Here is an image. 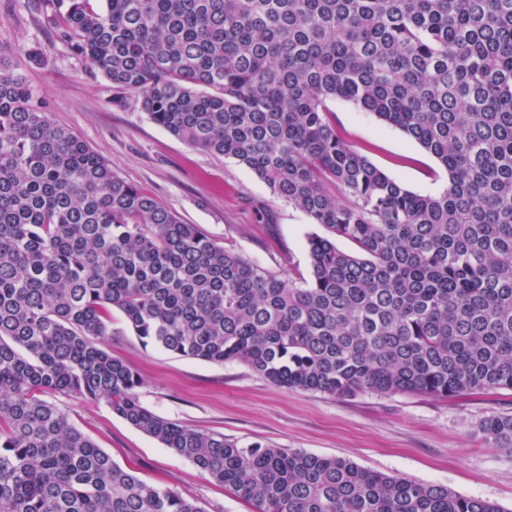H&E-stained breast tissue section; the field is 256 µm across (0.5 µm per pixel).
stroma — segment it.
<instances>
[{
	"mask_svg": "<svg viewBox=\"0 0 512 512\" xmlns=\"http://www.w3.org/2000/svg\"><path fill=\"white\" fill-rule=\"evenodd\" d=\"M48 0H0V50L48 104L51 121L98 151L113 173L185 223L261 267L302 282L310 276L306 214L275 198L233 160L193 148L153 123L132 93L116 91L60 42ZM44 60L29 61L31 46ZM345 139L390 177L423 195L439 193L446 171L416 143L352 103L331 102ZM139 376L142 403L183 426L243 444L337 456L362 467L447 486L512 512V451L487 445L480 423L512 414V391L463 398L423 394L347 397L277 387L242 362L213 364L143 345L120 311L105 342ZM78 430L121 467L196 501L205 512H252L232 489L113 414L105 402L60 396Z\"/></svg>",
	"mask_w": 512,
	"mask_h": 512,
	"instance_id": "1",
	"label": "stroma"
}]
</instances>
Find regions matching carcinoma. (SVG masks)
Listing matches in <instances>:
<instances>
[{
    "label": "carcinoma",
    "instance_id": "1",
    "mask_svg": "<svg viewBox=\"0 0 512 512\" xmlns=\"http://www.w3.org/2000/svg\"><path fill=\"white\" fill-rule=\"evenodd\" d=\"M48 2L89 72L322 232L302 286L219 245L51 122L0 55V512H205L116 464L49 394L105 401L253 512H508L166 420L103 340L115 308L146 345L289 390H512V0ZM337 99L420 145L447 186L417 194L353 149ZM480 429L512 451L511 414Z\"/></svg>",
    "mask_w": 512,
    "mask_h": 512
}]
</instances>
